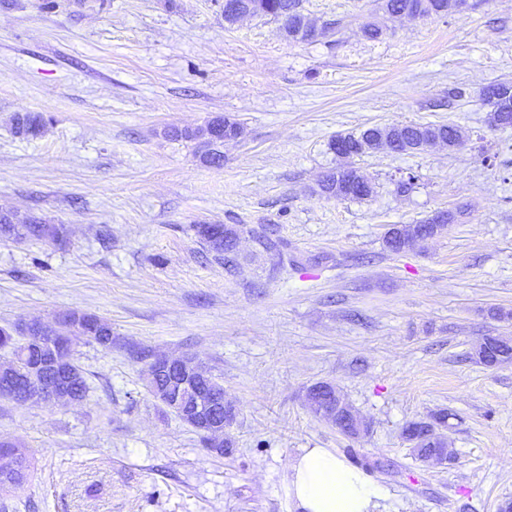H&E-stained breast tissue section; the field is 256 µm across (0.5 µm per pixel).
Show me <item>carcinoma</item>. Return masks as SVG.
<instances>
[{
    "label": "carcinoma",
    "mask_w": 512,
    "mask_h": 512,
    "mask_svg": "<svg viewBox=\"0 0 512 512\" xmlns=\"http://www.w3.org/2000/svg\"><path fill=\"white\" fill-rule=\"evenodd\" d=\"M465 0H385V8L391 15L411 14L421 16L448 15L458 11V4ZM270 16L285 21V30L293 39L311 41L334 30L328 23L317 29L311 25L301 10V0H224V19L230 21L243 16ZM483 100L491 106L487 118L489 126L499 129L512 127V83L497 82L486 86ZM43 130L42 118L38 114L26 113L16 118L15 133L36 138ZM240 134V125L223 115L211 118L205 125L195 129H173L171 136L197 143L200 159L213 167L224 164V142ZM346 145L332 144L336 154L343 158H354L376 150H387L395 154H415L428 147L443 143L450 148L462 144V134L454 123L439 125L393 124L370 127L360 134H346ZM323 195L338 199L363 200L372 196V184L353 167L340 168L326 174L319 182ZM455 220L454 214L438 211L415 224L392 225L384 235L385 247L399 253L418 242L440 236ZM64 227L48 224L34 214L15 211H0V238L44 239L57 238ZM196 236L212 252L214 259L226 264L234 263L237 245L242 233L238 224H196ZM30 335L44 340L42 346L24 347L14 335H0V350L9 354V361L0 365V396L17 402L37 403L31 390L29 376L36 367L49 382H61L64 394L72 402L86 398L88 384L82 368L71 358L74 342L83 340L105 349L112 345L105 339L112 335V325L95 314L70 311L62 314L57 326L47 327L39 322L28 325ZM150 358L148 365V387L154 398L175 394L179 390L177 376H187L194 382L208 386L207 394L214 398L217 410L213 420L215 426L199 431L206 448L221 453L230 451L232 441L224 436V387L213 376L204 375L198 363L189 357L172 360L174 371L166 368L168 357L143 354ZM471 359L486 367H493L512 360V340L502 336H486L471 352ZM307 400L315 416L325 418L348 438H356L368 432V427L357 416L352 406L336 387L327 382H318L308 388ZM450 413L441 410L429 420L409 421L402 429V437L417 459L423 462L444 464L453 459L439 429L448 426ZM32 467V454L9 440L0 441V494L27 479Z\"/></svg>",
    "instance_id": "cac0c4a2"
}]
</instances>
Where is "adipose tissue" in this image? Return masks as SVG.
<instances>
[{"mask_svg": "<svg viewBox=\"0 0 512 512\" xmlns=\"http://www.w3.org/2000/svg\"><path fill=\"white\" fill-rule=\"evenodd\" d=\"M297 512H375L381 487L328 448H307L288 465Z\"/></svg>", "mask_w": 512, "mask_h": 512, "instance_id": "ef3b65f1", "label": "adipose tissue"}]
</instances>
